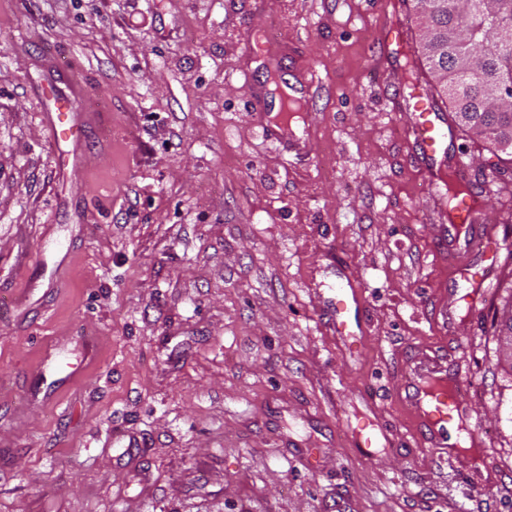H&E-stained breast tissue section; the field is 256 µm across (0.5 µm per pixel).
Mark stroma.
Instances as JSON below:
<instances>
[{
    "mask_svg": "<svg viewBox=\"0 0 512 512\" xmlns=\"http://www.w3.org/2000/svg\"><path fill=\"white\" fill-rule=\"evenodd\" d=\"M74 66L111 94L65 156L43 115ZM296 80L332 92L287 151L265 117ZM410 82L435 95L411 0H0V512H512V163L448 146L498 250L467 309ZM419 349L486 458L426 448L396 392ZM355 288L349 279L346 284L336 282V285L329 287L330 292L326 302L329 320L336 334L350 340L351 348L359 351L366 331L358 318L360 295Z\"/></svg>",
    "mask_w": 512,
    "mask_h": 512,
    "instance_id": "obj_1",
    "label": "stroma"
}]
</instances>
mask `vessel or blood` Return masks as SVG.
Returning a JSON list of instances; mask_svg holds the SVG:
<instances>
[{
    "label": "vessel or blood",
    "instance_id": "obj_1",
    "mask_svg": "<svg viewBox=\"0 0 512 512\" xmlns=\"http://www.w3.org/2000/svg\"><path fill=\"white\" fill-rule=\"evenodd\" d=\"M80 116L73 112L68 95L54 98L46 114V128L55 145L61 148L76 146L80 140ZM414 141L425 155L436 157L450 135L449 124L440 113L434 112L430 103L417 104V114L412 126ZM480 201L465 197L454 214L452 229L464 235L469 250L487 251L492 244L489 235H472L468 229L477 219ZM360 295L353 284L336 283L331 286L327 309L333 329L349 340L353 349L363 345L364 327L358 318ZM405 401L431 448L442 451L448 447L450 432L462 416V388L457 379L448 375L437 357L419 354L412 358L404 375Z\"/></svg>",
    "mask_w": 512,
    "mask_h": 512
}]
</instances>
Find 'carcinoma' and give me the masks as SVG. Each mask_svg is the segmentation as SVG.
<instances>
[{"label":"carcinoma","mask_w":512,"mask_h":512,"mask_svg":"<svg viewBox=\"0 0 512 512\" xmlns=\"http://www.w3.org/2000/svg\"><path fill=\"white\" fill-rule=\"evenodd\" d=\"M423 51L455 121L490 143L512 137V0H412Z\"/></svg>","instance_id":"1"}]
</instances>
